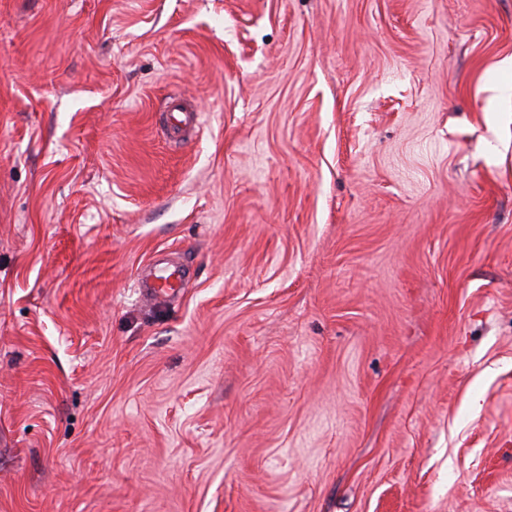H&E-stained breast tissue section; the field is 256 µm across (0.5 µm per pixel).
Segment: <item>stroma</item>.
Masks as SVG:
<instances>
[{"label": "stroma", "mask_w": 512, "mask_h": 512, "mask_svg": "<svg viewBox=\"0 0 512 512\" xmlns=\"http://www.w3.org/2000/svg\"><path fill=\"white\" fill-rule=\"evenodd\" d=\"M509 58L512 0H0V512H512ZM165 112H168V117L160 131L168 141L181 137L199 121V113L182 97L171 98ZM184 271L179 266L151 270L140 280V288L148 299L172 295L182 288Z\"/></svg>", "instance_id": "35a3bbf8"}]
</instances>
